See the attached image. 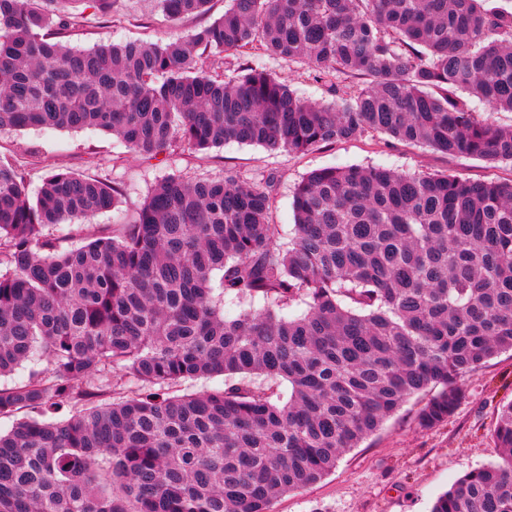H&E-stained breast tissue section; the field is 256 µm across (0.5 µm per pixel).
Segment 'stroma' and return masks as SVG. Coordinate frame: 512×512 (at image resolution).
<instances>
[{"instance_id":"obj_1","label":"stroma","mask_w":512,"mask_h":512,"mask_svg":"<svg viewBox=\"0 0 512 512\" xmlns=\"http://www.w3.org/2000/svg\"><path fill=\"white\" fill-rule=\"evenodd\" d=\"M225 5V0H211L206 14L174 22L159 11L156 0H115L108 14L85 11L68 42L88 48L124 40L184 37L219 19ZM265 65L313 102L331 99L333 89L364 84L363 79L345 75L338 76L334 84L321 83L312 79L306 67L274 59L266 60ZM0 154L21 164L32 197L50 167L118 183L124 196L115 209L96 217L99 227L131 221L155 184L176 171L190 178L220 177L228 170L245 178L275 172L273 221L286 231L294 224L295 187L308 172L327 166L448 171L471 180L512 176V169L505 166L450 159L384 134L353 138L304 155L229 143L206 154L185 149L170 157L147 159L112 135L97 131L4 130L0 131ZM461 385L465 395L446 421L433 427L419 426L417 413L423 401L410 399L379 431L346 451L333 472L275 500L271 512H430L434 500L458 478L497 460L491 430L501 407L512 402V351L487 360Z\"/></svg>"}]
</instances>
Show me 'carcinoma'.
Instances as JSON below:
<instances>
[{
    "instance_id": "cac0c4a2",
    "label": "carcinoma",
    "mask_w": 512,
    "mask_h": 512,
    "mask_svg": "<svg viewBox=\"0 0 512 512\" xmlns=\"http://www.w3.org/2000/svg\"><path fill=\"white\" fill-rule=\"evenodd\" d=\"M209 2L157 0L171 20ZM76 3L112 8L0 0V130H99L148 157L385 134L512 168V127L459 95L512 112V0H228L185 38L73 48ZM213 51L241 74L211 75ZM265 55L368 84L309 102ZM274 183L169 174L132 222L88 236L117 183L51 168L31 200L0 157V377L49 363L0 388V416L29 413L0 431V512H269L410 399L430 393L420 425L445 421L461 378L512 351V179L316 169L286 242ZM492 437L499 460L431 512H512V402Z\"/></svg>"
}]
</instances>
